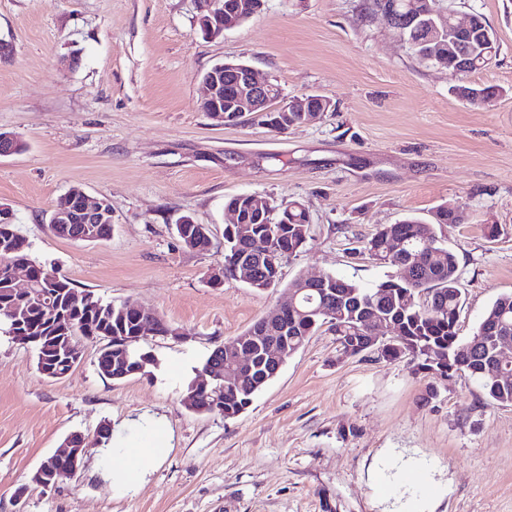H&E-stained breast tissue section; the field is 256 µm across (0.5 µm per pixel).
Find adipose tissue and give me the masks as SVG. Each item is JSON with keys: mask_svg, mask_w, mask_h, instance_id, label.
<instances>
[{"mask_svg": "<svg viewBox=\"0 0 512 512\" xmlns=\"http://www.w3.org/2000/svg\"><path fill=\"white\" fill-rule=\"evenodd\" d=\"M168 448V436L160 428L143 442H115L109 468L113 488L124 492L137 490L153 464L167 453Z\"/></svg>", "mask_w": 512, "mask_h": 512, "instance_id": "1", "label": "adipose tissue"}]
</instances>
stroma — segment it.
Wrapping results in <instances>:
<instances>
[{
	"label": "stroma",
	"instance_id": "35a3bbf8",
	"mask_svg": "<svg viewBox=\"0 0 512 512\" xmlns=\"http://www.w3.org/2000/svg\"><path fill=\"white\" fill-rule=\"evenodd\" d=\"M449 2L490 27L498 52L487 68L454 75L419 61L363 0H264L217 38L201 34L194 0H0V131L26 145L0 158V204L33 260L172 329L144 337L143 373L117 381L99 372L89 341L68 375L46 377L34 348L0 326V512H391L410 496L428 512H512V405L487 404L467 375L439 378L407 356L343 354L325 327L239 416L182 402L213 349L293 279L333 273L375 287L389 269L364 243L446 202L466 213L438 231L458 259L460 336L512 293V0ZM72 54L77 65H63ZM228 60L332 108L283 133L249 114L220 124L201 108V78ZM458 85L501 93L472 105ZM73 188L110 199L108 240L49 230ZM242 193L298 201L310 215L306 246L282 258L266 291L238 277L208 282L224 265V205ZM184 216L210 225L209 251L179 242ZM104 422L117 440L153 425L169 436L137 491L112 489L96 441ZM74 431L88 440L80 471L52 490L33 486Z\"/></svg>",
	"mask_w": 512,
	"mask_h": 512
}]
</instances>
